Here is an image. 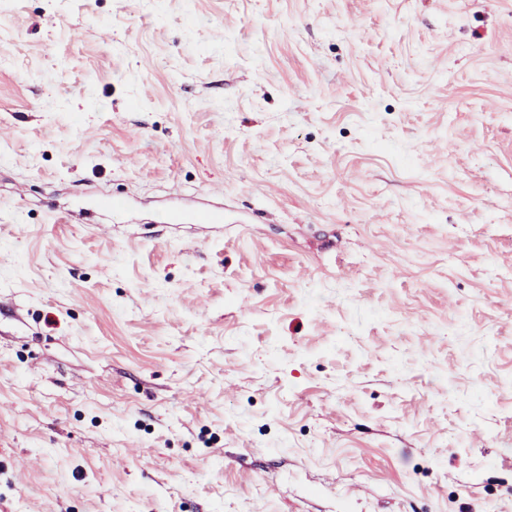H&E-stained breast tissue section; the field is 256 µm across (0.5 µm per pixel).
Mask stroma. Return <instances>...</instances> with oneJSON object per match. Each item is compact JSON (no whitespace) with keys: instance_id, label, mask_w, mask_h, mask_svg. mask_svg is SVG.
Returning a JSON list of instances; mask_svg holds the SVG:
<instances>
[{"instance_id":"35a3bbf8","label":"stroma","mask_w":512,"mask_h":512,"mask_svg":"<svg viewBox=\"0 0 512 512\" xmlns=\"http://www.w3.org/2000/svg\"><path fill=\"white\" fill-rule=\"evenodd\" d=\"M0 512H512V0H0Z\"/></svg>"}]
</instances>
